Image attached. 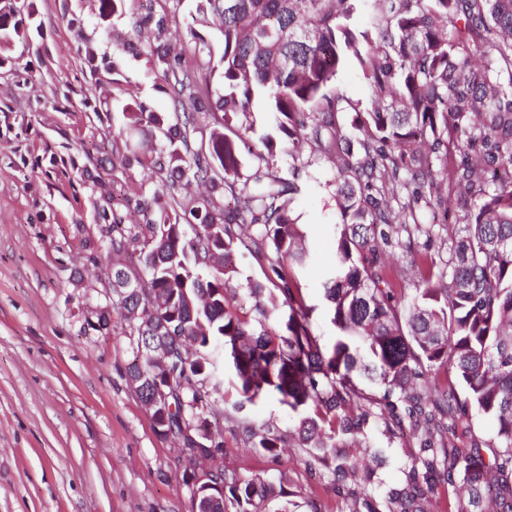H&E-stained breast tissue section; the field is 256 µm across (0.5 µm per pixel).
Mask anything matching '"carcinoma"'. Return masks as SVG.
<instances>
[{
  "label": "carcinoma",
  "instance_id": "carcinoma-1",
  "mask_svg": "<svg viewBox=\"0 0 512 512\" xmlns=\"http://www.w3.org/2000/svg\"><path fill=\"white\" fill-rule=\"evenodd\" d=\"M368 1L378 18L361 27ZM197 9L224 38L221 87L200 86L177 45H160L172 100L194 111L173 122L141 104L123 109L127 134L145 148L137 162L166 172L171 203L158 192L136 202L155 217L134 224L108 192L97 213L112 251L138 250L139 273L112 266V306L135 318L129 335L172 352L164 367L130 366L141 400L167 385L160 434L181 435L207 414L199 384L222 382L227 361L242 400L273 397L295 413L299 447L329 468L336 495L354 496L350 512H428L438 490L459 486L466 495L448 500L449 512H512V0H199ZM18 15L14 4L0 10V36L25 42ZM352 60L371 88L368 108L331 89ZM213 98L222 117L202 152L196 113ZM258 109L279 137L263 139L262 164L244 178ZM302 143L336 168L329 343L312 330L301 283L309 250L289 209L298 186L271 171ZM193 182L209 194H190ZM452 200L461 214L445 266L436 272L424 257L408 300L380 248L425 211L448 218ZM243 226L271 288L232 285ZM128 279L140 291L115 288ZM355 375L379 395L365 396ZM472 410L497 420L488 453L445 440ZM379 420L390 437L408 422L419 440L418 463L382 510L379 482L347 452ZM281 442L267 431L258 448L276 457ZM212 482L224 492L197 503L205 512L297 507L294 493L259 477L219 471Z\"/></svg>",
  "mask_w": 512,
  "mask_h": 512
}]
</instances>
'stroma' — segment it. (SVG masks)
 Listing matches in <instances>:
<instances>
[{"instance_id":"stroma-1","label":"stroma","mask_w":512,"mask_h":512,"mask_svg":"<svg viewBox=\"0 0 512 512\" xmlns=\"http://www.w3.org/2000/svg\"><path fill=\"white\" fill-rule=\"evenodd\" d=\"M29 45L0 39V512H191L180 442L154 430L151 414L130 385L128 324L110 309L112 263L138 272L130 253L108 251L96 220L101 203L85 168H100L114 185L115 208L151 198L163 172L131 161L119 130L123 107L138 101L174 115L170 88L151 51L176 40L188 64L211 86L221 80L223 37L203 21L198 0H124L100 19L98 0H29ZM167 17V32L156 22ZM94 58L85 55L86 46ZM272 171L295 181L291 204L316 266L306 276L315 332L336 334L320 275L333 258L335 170L311 146L298 158L278 155ZM394 247L396 287L413 295L411 263L446 255L448 227L426 224L400 234ZM224 453L216 460L244 477L283 482L295 501L320 512H347L330 473L309 469L305 449L289 445L280 458L254 446L248 429L292 437L296 417L276 399L239 403L232 372L213 394ZM388 451L379 459L377 448ZM418 452L415 437L387 439L372 429L360 460L384 486H403Z\"/></svg>"}]
</instances>
